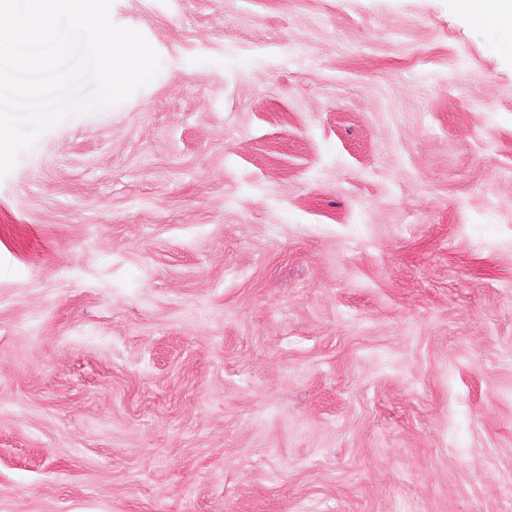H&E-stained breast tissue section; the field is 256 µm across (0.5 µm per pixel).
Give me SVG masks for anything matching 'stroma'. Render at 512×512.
I'll return each instance as SVG.
<instances>
[{"label": "stroma", "mask_w": 512, "mask_h": 512, "mask_svg": "<svg viewBox=\"0 0 512 512\" xmlns=\"http://www.w3.org/2000/svg\"><path fill=\"white\" fill-rule=\"evenodd\" d=\"M113 0L161 59L0 178V512H512V23Z\"/></svg>", "instance_id": "obj_1"}]
</instances>
